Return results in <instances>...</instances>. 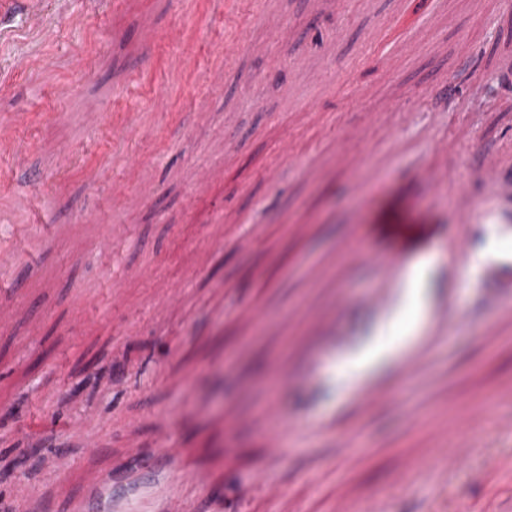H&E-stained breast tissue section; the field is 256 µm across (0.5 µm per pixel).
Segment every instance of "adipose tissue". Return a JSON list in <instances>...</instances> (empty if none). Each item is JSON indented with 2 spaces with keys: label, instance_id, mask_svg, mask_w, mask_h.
<instances>
[{
  "label": "adipose tissue",
  "instance_id": "ef3b65f1",
  "mask_svg": "<svg viewBox=\"0 0 512 512\" xmlns=\"http://www.w3.org/2000/svg\"><path fill=\"white\" fill-rule=\"evenodd\" d=\"M435 261L433 254L406 255L401 273L406 304L401 311L381 322L364 346L350 352L334 373L344 384H364L380 365H396L425 341L423 331L431 317V308L422 285Z\"/></svg>",
  "mask_w": 512,
  "mask_h": 512
}]
</instances>
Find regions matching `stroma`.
Here are the masks:
<instances>
[{"label":"stroma","instance_id":"obj_1","mask_svg":"<svg viewBox=\"0 0 512 512\" xmlns=\"http://www.w3.org/2000/svg\"><path fill=\"white\" fill-rule=\"evenodd\" d=\"M46 9L48 39L0 5V113L22 117L0 127V253L19 257L0 269V507L512 512V8ZM425 167L457 179L426 188ZM386 224L428 231L404 246ZM492 236L460 283L457 242ZM399 247L440 254L428 341L347 392L329 373L400 302ZM273 400L296 426L281 456Z\"/></svg>","mask_w":512,"mask_h":512}]
</instances>
